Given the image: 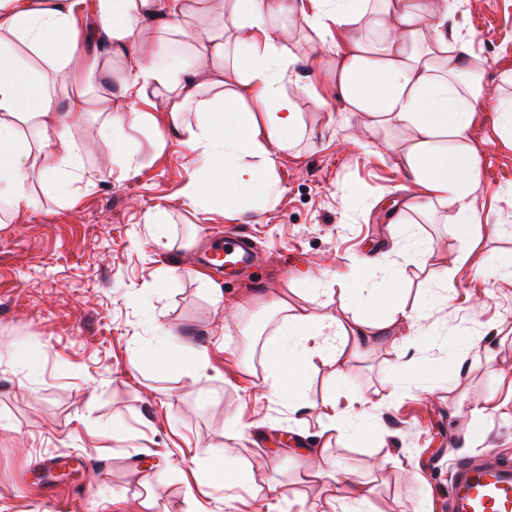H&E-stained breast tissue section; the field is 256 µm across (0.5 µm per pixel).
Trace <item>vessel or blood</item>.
I'll return each instance as SVG.
<instances>
[{"label":"vessel or blood","mask_w":512,"mask_h":512,"mask_svg":"<svg viewBox=\"0 0 512 512\" xmlns=\"http://www.w3.org/2000/svg\"><path fill=\"white\" fill-rule=\"evenodd\" d=\"M203 260L222 269L228 279L247 275L253 265L250 249L239 237L215 242ZM449 498L452 512H512V460L493 454L477 461L457 460L452 468Z\"/></svg>","instance_id":"b4317fda"}]
</instances>
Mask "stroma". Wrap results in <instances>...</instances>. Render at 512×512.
Masks as SVG:
<instances>
[{
    "label": "stroma",
    "instance_id": "1",
    "mask_svg": "<svg viewBox=\"0 0 512 512\" xmlns=\"http://www.w3.org/2000/svg\"><path fill=\"white\" fill-rule=\"evenodd\" d=\"M273 25L292 55L316 64L313 94L283 88L302 131L277 166L284 193L274 209L230 219L185 207L199 164L158 108L154 122L115 131L88 116L72 129L81 161L96 170L111 139L112 178L69 198L63 176L33 175L30 210L0 221V512H344L304 471L327 401L348 395L365 400L376 440L334 441L326 456L372 482L374 512H449L457 459L489 448L512 459V283L496 275L512 266V135L492 105L476 112L479 237L458 235L450 207L391 223L411 190L377 150L406 130L362 136L331 86L335 45L285 17ZM448 30L481 59L491 95L512 98V0H457ZM129 155L133 177L122 174ZM160 209L165 248L150 222ZM227 231L244 233L261 262L254 278L221 281L216 293L199 278L200 256ZM463 251L469 266L454 270ZM171 267L178 279L166 288L159 279ZM354 275L411 304L444 276L448 305L389 333L344 378L316 362L302 390L308 408L293 414L264 383L275 303L345 321L368 315L335 290ZM171 342L206 352L207 368L193 378L164 368L157 356ZM213 451L250 467L251 481L200 485ZM78 452L97 462L60 490L26 485L36 458Z\"/></svg>",
    "mask_w": 512,
    "mask_h": 512
}]
</instances>
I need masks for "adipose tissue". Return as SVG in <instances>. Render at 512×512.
Segmentation results:
<instances>
[{
	"label": "adipose tissue",
	"mask_w": 512,
	"mask_h": 512,
	"mask_svg": "<svg viewBox=\"0 0 512 512\" xmlns=\"http://www.w3.org/2000/svg\"><path fill=\"white\" fill-rule=\"evenodd\" d=\"M450 0H97L94 53L78 48L85 18L69 0L51 6L0 0V202L13 214L28 210L32 171H80L71 129L88 115L110 127L152 120L154 95L166 103L171 135L196 153L201 172L224 173V189L205 191L200 180L184 191L187 207L233 204L260 196L264 207L284 189L273 174L294 146L301 117L282 94L294 57L273 34L271 21L287 15L321 41L335 43L331 82L345 111L371 131L405 129L393 156L415 189L408 207L458 209L459 234L472 239L481 224L468 200L479 176V156L468 132L486 96L484 68L465 46L448 38ZM228 24L200 38L194 20ZM377 38L365 37V30ZM235 63H228V55ZM122 62L114 71L113 62ZM209 99H201L202 90ZM254 110L228 111L229 101ZM205 119L190 122V109ZM264 120H257V112ZM264 361V382L275 399L305 410L299 391L321 360L344 375L351 360L397 324H413L421 310L392 302L384 314L345 322L326 319L286 300ZM327 439L366 436L365 409L329 401ZM332 500L350 512H372V487L331 463L318 470Z\"/></svg>",
	"instance_id": "ef3b65f1"
}]
</instances>
